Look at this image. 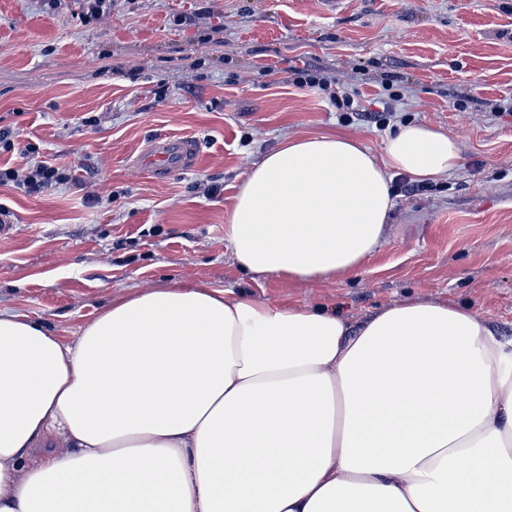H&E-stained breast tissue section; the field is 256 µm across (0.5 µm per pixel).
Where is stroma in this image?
<instances>
[{"label":"stroma","mask_w":512,"mask_h":512,"mask_svg":"<svg viewBox=\"0 0 512 512\" xmlns=\"http://www.w3.org/2000/svg\"><path fill=\"white\" fill-rule=\"evenodd\" d=\"M320 69L389 123L344 121L293 85ZM512 0H0V129L74 182L0 186V312L63 342L112 302L164 277L273 302L333 306L350 321L433 298L472 305L512 336ZM448 131V179L392 183L390 231L357 278L294 284L241 272L224 234L236 187L284 137L332 131L381 154L391 126ZM197 142L193 167L136 169L152 142Z\"/></svg>","instance_id":"35a3bbf8"}]
</instances>
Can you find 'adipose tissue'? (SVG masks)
<instances>
[{
  "instance_id": "ef3b65f1",
  "label": "adipose tissue",
  "mask_w": 512,
  "mask_h": 512,
  "mask_svg": "<svg viewBox=\"0 0 512 512\" xmlns=\"http://www.w3.org/2000/svg\"><path fill=\"white\" fill-rule=\"evenodd\" d=\"M460 164L425 123L379 156L285 137L232 197L234 262L352 279L387 234L394 176ZM0 512H512V337L438 299L353 324L177 281L71 343L0 313Z\"/></svg>"
}]
</instances>
